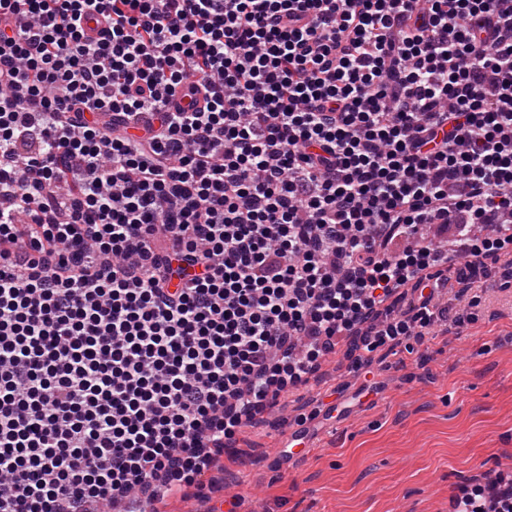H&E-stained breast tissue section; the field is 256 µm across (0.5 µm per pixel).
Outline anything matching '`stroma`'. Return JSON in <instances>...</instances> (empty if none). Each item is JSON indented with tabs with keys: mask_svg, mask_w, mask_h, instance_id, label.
Instances as JSON below:
<instances>
[{
	"mask_svg": "<svg viewBox=\"0 0 512 512\" xmlns=\"http://www.w3.org/2000/svg\"><path fill=\"white\" fill-rule=\"evenodd\" d=\"M474 321L426 338L415 354L383 347L382 389L328 419L318 393L360 386L346 343L324 359L287 422L244 431L210 477V502L170 496L139 512H206L219 505L224 474L237 473L241 512H451L459 486L487 469L512 475V288L482 295ZM308 426L314 446L287 469L274 466L288 426Z\"/></svg>",
	"mask_w": 512,
	"mask_h": 512,
	"instance_id": "35a3bbf8",
	"label": "stroma"
}]
</instances>
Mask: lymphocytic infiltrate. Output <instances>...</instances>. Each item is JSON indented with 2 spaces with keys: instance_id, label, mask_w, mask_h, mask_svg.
Listing matches in <instances>:
<instances>
[{
  "instance_id": "1",
  "label": "lymphocytic infiltrate",
  "mask_w": 512,
  "mask_h": 512,
  "mask_svg": "<svg viewBox=\"0 0 512 512\" xmlns=\"http://www.w3.org/2000/svg\"><path fill=\"white\" fill-rule=\"evenodd\" d=\"M452 282L512 286V0H0V512L205 497L337 337L373 392L463 327Z\"/></svg>"
}]
</instances>
